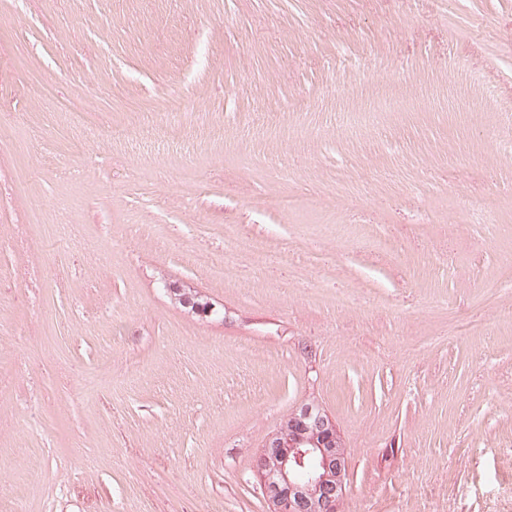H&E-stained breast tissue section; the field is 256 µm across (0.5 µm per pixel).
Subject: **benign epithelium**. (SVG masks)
<instances>
[{
	"mask_svg": "<svg viewBox=\"0 0 512 512\" xmlns=\"http://www.w3.org/2000/svg\"><path fill=\"white\" fill-rule=\"evenodd\" d=\"M179 304L194 290L167 285ZM348 448L333 418L318 404L288 410L256 458L255 473L268 512H339L346 494Z\"/></svg>",
	"mask_w": 512,
	"mask_h": 512,
	"instance_id": "1",
	"label": "benign epithelium"
}]
</instances>
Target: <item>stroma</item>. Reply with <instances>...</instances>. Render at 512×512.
I'll list each match as a JSON object with an SVG mask.
<instances>
[{"label": "stroma", "instance_id": "1", "mask_svg": "<svg viewBox=\"0 0 512 512\" xmlns=\"http://www.w3.org/2000/svg\"><path fill=\"white\" fill-rule=\"evenodd\" d=\"M511 132L512 0H0V512H267L312 400L340 512H512ZM413 107V104L409 100L405 99H389L379 103L369 112L360 113L359 120L357 122L349 123L346 125L347 131L352 136H359L365 130L374 128L377 126L386 112H399L406 111ZM348 448L318 404L288 410L256 458L268 512H338L346 494Z\"/></svg>", "mask_w": 512, "mask_h": 512}]
</instances>
